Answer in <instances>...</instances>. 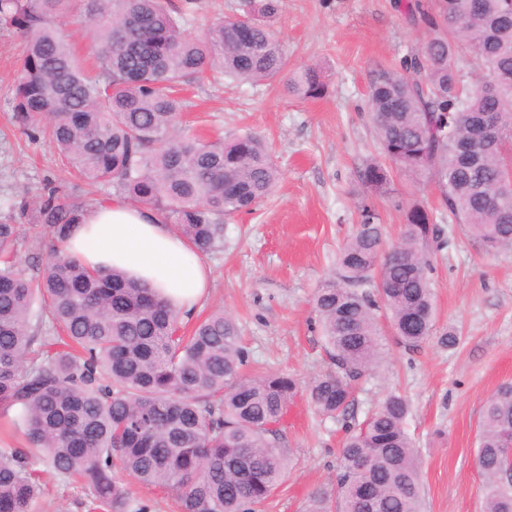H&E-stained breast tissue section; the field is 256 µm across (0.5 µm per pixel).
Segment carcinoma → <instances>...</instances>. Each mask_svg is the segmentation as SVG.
<instances>
[{"label": "carcinoma", "mask_w": 512, "mask_h": 512, "mask_svg": "<svg viewBox=\"0 0 512 512\" xmlns=\"http://www.w3.org/2000/svg\"><path fill=\"white\" fill-rule=\"evenodd\" d=\"M417 6L434 29L406 74L371 84L368 112L380 159L366 187L387 192L391 171L430 174L441 211L409 205L399 250L382 252L377 214L341 249L336 272L317 288L313 310L334 369L307 383L319 413L347 427L336 494L316 490L307 512H424L419 458L406 429L407 400L389 394L363 420L354 382L383 359L378 311L410 349L434 325L431 253L447 244L441 224H459L488 253L512 248V0H436ZM280 0H241L243 31L217 19L202 38L186 34L187 14L172 0H85L87 33L98 45L96 73L78 63L60 26L71 0H0V21L25 39L13 111L47 136L62 162L89 185L155 210L201 253L224 246V217L249 212L273 191L279 170L262 138L209 140L178 129L185 86L225 78L257 83L283 68L271 21ZM498 80L466 84L457 61ZM288 93L325 94L308 68ZM87 205L55 188L38 205L0 213V414L24 443L0 448V512H36L43 495L37 465L78 479L101 512H151L133 503L129 476L157 487L179 512H255L289 463L281 420L299 381L245 377L235 320L218 310L190 333L182 316L145 282L118 269L91 270L57 243ZM50 234L45 260L28 275L16 265L19 224ZM512 437V384L481 411L476 464L484 512H512L505 441Z\"/></svg>", "instance_id": "1"}]
</instances>
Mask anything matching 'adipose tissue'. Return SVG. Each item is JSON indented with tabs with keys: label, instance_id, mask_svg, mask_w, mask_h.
<instances>
[{
	"label": "adipose tissue",
	"instance_id": "ef3b65f1",
	"mask_svg": "<svg viewBox=\"0 0 512 512\" xmlns=\"http://www.w3.org/2000/svg\"><path fill=\"white\" fill-rule=\"evenodd\" d=\"M61 248L89 268H121L183 313L195 312L209 288L200 253L153 210L121 197L90 206Z\"/></svg>",
	"mask_w": 512,
	"mask_h": 512
}]
</instances>
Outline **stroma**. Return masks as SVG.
<instances>
[{
  "label": "stroma",
  "mask_w": 512,
  "mask_h": 512,
  "mask_svg": "<svg viewBox=\"0 0 512 512\" xmlns=\"http://www.w3.org/2000/svg\"><path fill=\"white\" fill-rule=\"evenodd\" d=\"M433 0H282L274 21L286 65L282 75L256 84L226 81L194 86L184 124L264 137L280 170L273 194L252 213L224 221V246L205 253L209 296L195 313L232 316L247 354L245 374L291 375L309 382L330 364L312 312L313 295L336 268L338 254L367 205L379 216L383 242L394 244L412 202L438 210L433 182L418 184L393 172L384 195L368 192L362 173L377 156L367 114L371 83L403 71L429 37L409 8ZM25 55L23 36L0 26V209L38 200L45 185L74 190L95 203L110 189L77 183L46 139L26 135L12 109ZM320 72V99L288 94L290 76ZM449 248L432 254L435 325L415 350L397 344L382 324L385 360L360 380L355 411L365 416L391 392L409 404L407 429L419 455L426 512H483L482 476L475 464L485 400L512 382V251L485 254L459 225H446ZM459 340L448 346L444 334ZM292 463L263 512H306L308 496L333 491L345 433L323 418L306 396L291 401L282 426ZM40 512H90L78 483L45 471Z\"/></svg>",
  "instance_id": "1"
}]
</instances>
